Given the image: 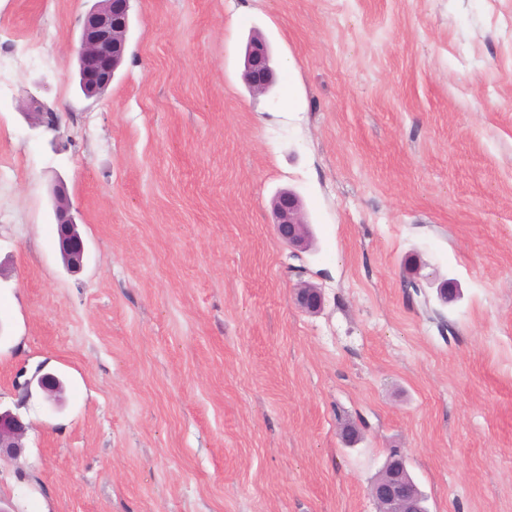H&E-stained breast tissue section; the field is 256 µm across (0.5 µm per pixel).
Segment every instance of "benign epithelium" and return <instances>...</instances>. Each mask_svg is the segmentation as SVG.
I'll list each match as a JSON object with an SVG mask.
<instances>
[{
  "instance_id": "1",
  "label": "benign epithelium",
  "mask_w": 512,
  "mask_h": 512,
  "mask_svg": "<svg viewBox=\"0 0 512 512\" xmlns=\"http://www.w3.org/2000/svg\"><path fill=\"white\" fill-rule=\"evenodd\" d=\"M130 0H97L86 14L73 54L78 64L79 88L87 98L100 97L111 85L122 64L127 49L130 27ZM275 78L270 65V49L264 38L256 36L247 44L243 79L253 93H266ZM28 107L35 110V126L54 129L59 119L56 113L45 109L32 98ZM53 217L56 224L58 247L65 265L76 270L83 265L85 245L78 230L76 216L63 182L53 188ZM273 215L279 238L300 254L309 248L311 234L304 217L302 202L288 191L273 201ZM294 288L297 307L309 315H318L324 308V293L318 285L303 279ZM26 426L19 416L0 412V457L15 456L23 448ZM370 495L376 512H429L426 496L408 471L406 456L398 449L390 450Z\"/></svg>"
}]
</instances>
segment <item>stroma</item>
<instances>
[{"label":"stroma","instance_id":"1","mask_svg":"<svg viewBox=\"0 0 512 512\" xmlns=\"http://www.w3.org/2000/svg\"><path fill=\"white\" fill-rule=\"evenodd\" d=\"M95 2L0 0V411L27 426L0 507L375 512L397 448L430 512H512V0H130L88 99L71 49ZM286 190L298 258L272 224ZM39 366L57 402L16 384ZM275 78L270 65V49L264 38L253 37L247 44L243 79L253 93H267ZM53 199V224H56L60 254L68 269H80L83 265L85 245L78 230V223L73 213L69 192L65 183L58 182L55 184ZM273 215L279 238L297 256L305 252L309 248L311 234L299 197L290 191L280 193L273 201ZM299 281L294 288V301L297 307L309 315H318L324 308V293L321 287L302 277L305 272L298 269Z\"/></svg>","mask_w":512,"mask_h":512}]
</instances>
